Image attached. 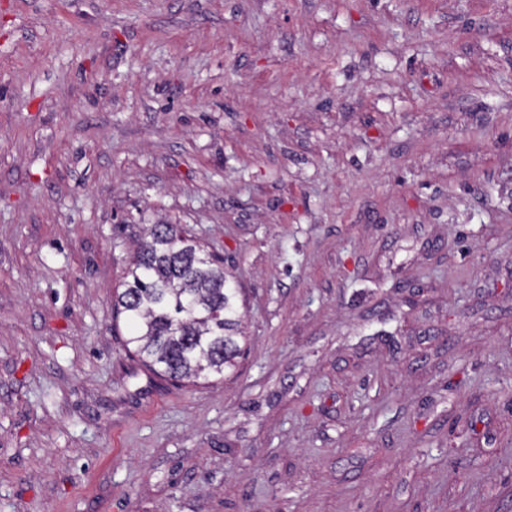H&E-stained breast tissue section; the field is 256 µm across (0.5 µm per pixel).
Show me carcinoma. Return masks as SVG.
<instances>
[{"label": "carcinoma", "instance_id": "carcinoma-1", "mask_svg": "<svg viewBox=\"0 0 512 512\" xmlns=\"http://www.w3.org/2000/svg\"><path fill=\"white\" fill-rule=\"evenodd\" d=\"M112 307L127 319V350L160 377L193 383L236 366L238 291L227 287L221 258L175 224L152 225Z\"/></svg>", "mask_w": 512, "mask_h": 512}]
</instances>
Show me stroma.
Listing matches in <instances>:
<instances>
[{
    "label": "stroma",
    "instance_id": "35a3bbf8",
    "mask_svg": "<svg viewBox=\"0 0 512 512\" xmlns=\"http://www.w3.org/2000/svg\"><path fill=\"white\" fill-rule=\"evenodd\" d=\"M160 221L223 379L125 347ZM0 512H512V0H0ZM112 299L126 348L152 373L184 383L224 376L242 351L238 291L219 256L176 224H153Z\"/></svg>",
    "mask_w": 512,
    "mask_h": 512
}]
</instances>
